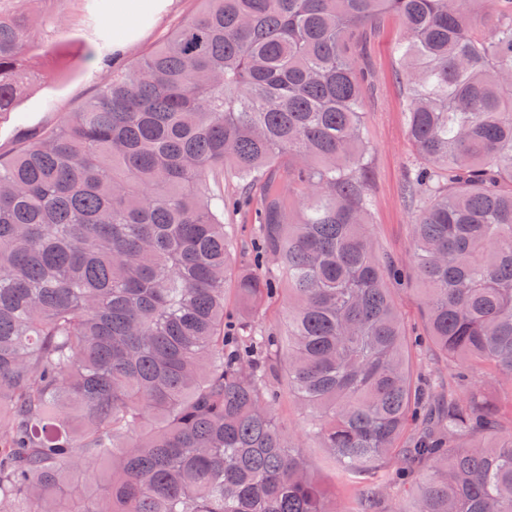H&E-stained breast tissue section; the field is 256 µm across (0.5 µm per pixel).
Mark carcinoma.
I'll return each mask as SVG.
<instances>
[{"instance_id":"cac0c4a2","label":"carcinoma","mask_w":512,"mask_h":512,"mask_svg":"<svg viewBox=\"0 0 512 512\" xmlns=\"http://www.w3.org/2000/svg\"><path fill=\"white\" fill-rule=\"evenodd\" d=\"M88 2L108 56L112 0ZM204 2L0 157V512H345L274 413L281 367L344 467L403 465L361 482L353 512H406L384 494L421 465L412 512H512V0H485L487 34L466 0ZM385 14L402 28L413 272L446 378L412 377L385 285L401 272L368 231L349 48ZM29 30L0 12V114L40 79ZM226 181L254 260L224 223ZM466 11L472 24L480 31L488 33L495 24V18L491 15L486 2L471 0L465 4Z\"/></svg>"}]
</instances>
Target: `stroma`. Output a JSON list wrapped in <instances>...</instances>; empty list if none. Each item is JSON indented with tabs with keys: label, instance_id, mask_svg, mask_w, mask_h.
Masks as SVG:
<instances>
[{
	"label": "stroma",
	"instance_id": "1",
	"mask_svg": "<svg viewBox=\"0 0 512 512\" xmlns=\"http://www.w3.org/2000/svg\"><path fill=\"white\" fill-rule=\"evenodd\" d=\"M200 0H168L153 20L132 34L123 60L134 63L162 43L182 22L197 16ZM82 0H0V11L40 14L45 23L35 24L30 35L29 55L33 59L56 58L55 66L44 68L35 91L20 101L19 117L0 116V153L10 154L20 136V127L39 129L54 125L65 112L76 111L94 93L104 76L100 57L91 56L92 30L85 18ZM65 15L66 28L49 26V19ZM367 54L355 55L366 81L361 109L370 146L367 193L370 199V232L377 252L397 263H413L411 249L414 207L407 197L406 181L413 164L407 133L406 95L395 79L397 60L393 46L401 35L398 20L384 16L364 29ZM278 418L292 432L300 434L299 454L314 477L337 500L351 506L357 486L317 439L304 436L307 414L297 400L282 394L276 408Z\"/></svg>",
	"mask_w": 512,
	"mask_h": 512
}]
</instances>
